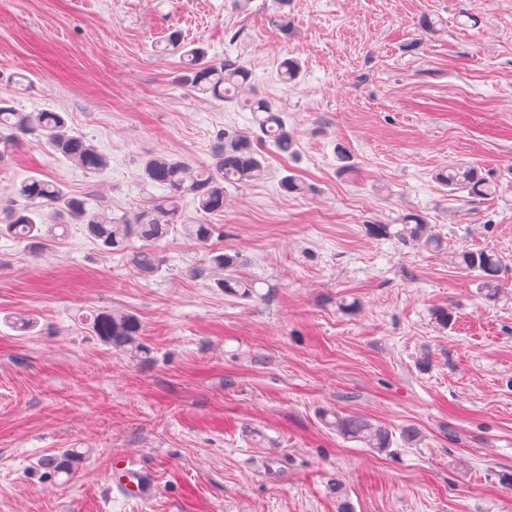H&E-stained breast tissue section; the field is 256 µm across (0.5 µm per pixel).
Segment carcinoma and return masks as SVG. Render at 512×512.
Returning a JSON list of instances; mask_svg holds the SVG:
<instances>
[{"label": "carcinoma", "instance_id": "obj_1", "mask_svg": "<svg viewBox=\"0 0 512 512\" xmlns=\"http://www.w3.org/2000/svg\"><path fill=\"white\" fill-rule=\"evenodd\" d=\"M188 58L183 84L212 98L224 102L237 99L236 92L245 86L251 71L240 58L224 55V61L207 60V50L202 46L184 50ZM281 80L295 82L301 72L298 61L285 59L280 65ZM253 112L263 116L256 118L259 129L257 140L269 143L281 153L293 147L292 131L284 111L266 99H255L249 104ZM27 135L37 136L38 147L57 155L92 173L108 167L106 155L100 152L84 136L74 131L65 112H21L12 101L0 97V157L22 143ZM247 135L220 132L216 135L212 162L200 168L188 160L168 154H153L141 161L143 181L158 185L167 194L152 202L133 216L112 218L104 212L90 209L85 200L72 195L55 181L32 176L14 188L13 197L0 207V236H8L31 250H37L45 237L42 226L46 225L43 209H50L53 218H65L83 225L86 235L105 253L130 255V261L143 276H151L159 270L158 260L148 246L166 238L177 223L179 205L183 198L192 196L197 209L205 214L224 212V184H238L253 180L264 169L265 155L254 148ZM453 190L465 189L474 196L492 193L488 183L476 181L471 170L451 169L437 176ZM373 234L397 238L420 249H434L441 245L438 236L427 230L426 222L414 215L402 219L401 227L391 230L389 224H375ZM140 240L147 247L130 251L133 240ZM232 259L222 253L214 254L208 266L197 270L198 275L214 273L217 284L224 292L240 297L251 296V285L233 276L224 277L222 272L231 265ZM506 259L490 250H464L459 254L461 269L479 273L483 287L495 294L496 279ZM92 329L101 340L118 349L141 352L139 343L142 326L132 313L122 310L100 311L93 315ZM330 425L347 439H354L369 448H386L388 434L372 422L359 416H336ZM82 456L70 451L64 458L41 460V465L55 472H62L79 462Z\"/></svg>", "mask_w": 512, "mask_h": 512}]
</instances>
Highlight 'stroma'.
Segmentation results:
<instances>
[{"instance_id": "stroma-1", "label": "stroma", "mask_w": 512, "mask_h": 512, "mask_svg": "<svg viewBox=\"0 0 512 512\" xmlns=\"http://www.w3.org/2000/svg\"><path fill=\"white\" fill-rule=\"evenodd\" d=\"M174 31L242 56L241 105L180 84ZM286 58L302 66L288 85ZM0 97L69 113L109 158L93 174L24 142L0 201L38 174L132 215L163 194L142 156L209 162L218 132L256 133L254 98L295 141L263 145L264 176L227 187L223 213L181 202L149 277L78 224L35 255L0 237V512H336L338 481L354 512H512V0H0ZM458 165L495 194L437 181ZM407 214L441 250L370 231ZM189 224L213 225L209 243ZM213 249L251 297L197 275ZM464 250L508 258L496 297L457 267ZM117 308L143 352L92 332ZM326 411L383 426L389 447ZM70 448V472L41 468ZM119 456L156 475L152 499L112 489ZM328 422L345 438L361 442L368 448H386L389 445L390 440L384 430L359 416L342 417L336 414L334 421Z\"/></svg>"}]
</instances>
